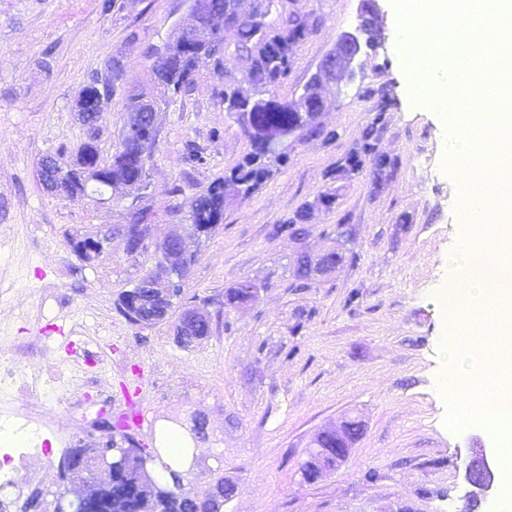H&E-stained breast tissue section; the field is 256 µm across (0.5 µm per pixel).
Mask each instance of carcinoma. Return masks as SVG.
Instances as JSON below:
<instances>
[{"label": "carcinoma", "mask_w": 512, "mask_h": 512, "mask_svg": "<svg viewBox=\"0 0 512 512\" xmlns=\"http://www.w3.org/2000/svg\"><path fill=\"white\" fill-rule=\"evenodd\" d=\"M230 0H206L205 15L209 19H222L227 16ZM314 19H298L292 14L283 15L276 23H264L253 17L239 22V41L233 53L245 64V81L258 93L249 97L239 88L221 90L224 111L234 115L241 112H254L258 122L272 132L292 131L295 140L308 136L326 134L330 139L333 132H324L315 123L316 113L301 115L300 101H280L270 94V88L288 79L297 45L315 29ZM227 46L219 30L211 32L208 39H194L181 32L165 43V52L154 46L144 49V54L152 59L153 79L172 91L175 96L185 95L193 90L194 74L200 66L208 63L224 65ZM105 93L97 82L83 86L75 96V109L78 120L85 124L88 110L92 109L98 96ZM123 111L157 112L155 101L144 90L129 94L124 99ZM385 113L378 112L371 124L364 130L358 148L337 165L343 174L360 172L366 164L372 166V182H377L380 174L389 166L387 159L376 151L377 131L383 126ZM248 138L250 151L247 152L230 172L214 179L206 189L189 202V221L195 233L205 238L214 233L224 223V208L234 200H246L264 183L272 179L286 163L280 156L268 154L246 128H241ZM96 130L86 129V137L75 150L72 158L64 163V176L51 178L44 189L56 192L73 200L87 195L89 180L86 172L92 167L101 169L105 180L97 183V192L103 193L108 186L118 188L132 183L138 178V169L130 155L139 150V145L125 142L115 149L111 159L104 160L98 148ZM306 205H301L283 224H275L270 235L278 237L284 233L299 237L297 225L304 221ZM343 241L334 238V245L319 253L323 265L334 270L344 260ZM258 297L257 286L249 280L236 283L226 290L225 304L230 306L253 302ZM117 309L127 320L137 315L143 320L165 319L170 311V303L160 298L154 299L146 291L133 287L120 296ZM211 334L209 316L202 315L186 324L183 330L184 343L190 344L197 337ZM185 475L174 473L169 484L146 488L139 471L138 458L132 454L117 467L112 475V488L103 490L105 512H221L224 501L233 492L231 485L220 479L214 487L202 495L183 488Z\"/></svg>", "instance_id": "cac0c4a2"}]
</instances>
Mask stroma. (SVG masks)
Here are the masks:
<instances>
[{
	"mask_svg": "<svg viewBox=\"0 0 512 512\" xmlns=\"http://www.w3.org/2000/svg\"><path fill=\"white\" fill-rule=\"evenodd\" d=\"M288 12L318 19L294 54L292 70L274 95L298 96L318 73L342 32L360 23L359 0H282ZM102 13L100 0H0V275L11 292L0 299V352L5 340L30 341L15 354L19 368L59 365L80 382L83 364L57 343L41 344L48 324L87 321L97 346L95 371L112 406L97 390L84 407L91 419L122 429L125 392L134 373L149 386L136 408L138 447L156 453L161 416H174L200 453L189 472L193 492L217 480L235 491L223 512H463V475L475 447H490L471 426L445 424L437 389L441 316L431 296L448 277L446 259L458 241L463 181L446 166L447 138L432 112L410 98L393 40L392 0H378L384 41L358 58L355 77L322 89L320 116L335 139L295 143L288 162L249 200L227 207L210 238L188 240L195 262L175 310L196 306L211 318L201 345L180 347L172 320L129 323L115 309L161 259L154 239L127 255L121 238L91 263L71 239L95 236L126 221L129 205L161 231L184 230L187 205L233 168L250 144L217 95L223 80L240 82L244 64L224 56L223 74L200 67L189 95L171 97L154 83L143 46L162 44L193 24L187 0H120ZM136 32L138 42L126 37ZM123 57L121 93L104 105L98 145L110 157L126 121L123 95L147 90L160 107L159 132L139 199L78 200L43 190L41 160L73 149L85 137L74 114L77 91L107 75L108 56ZM385 112L377 147L389 161L375 192L370 172L336 179V204L313 214L308 236H270L327 185L325 174L357 146L374 115ZM206 162L190 168L186 144ZM354 235L342 266L295 287L301 250L328 247L337 225ZM249 280L256 301L224 304V292ZM354 417L363 432L347 460L316 482L300 471L315 437Z\"/></svg>",
	"mask_w": 512,
	"mask_h": 512,
	"instance_id": "1",
	"label": "stroma"
}]
</instances>
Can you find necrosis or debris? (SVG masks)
<instances>
[{"mask_svg":"<svg viewBox=\"0 0 512 512\" xmlns=\"http://www.w3.org/2000/svg\"><path fill=\"white\" fill-rule=\"evenodd\" d=\"M56 396L67 406L66 420H58L46 409L47 400ZM86 423L80 394L67 391L65 376L56 367L21 374L12 360L0 362V433L16 446L8 460V482L18 501L16 508L5 506L0 512H24V502L43 495L46 469L31 462L42 434L52 432L60 447L69 448L75 443V431Z\"/></svg>","mask_w":512,"mask_h":512,"instance_id":"necrosis-or-debris-1","label":"necrosis or debris"}]
</instances>
